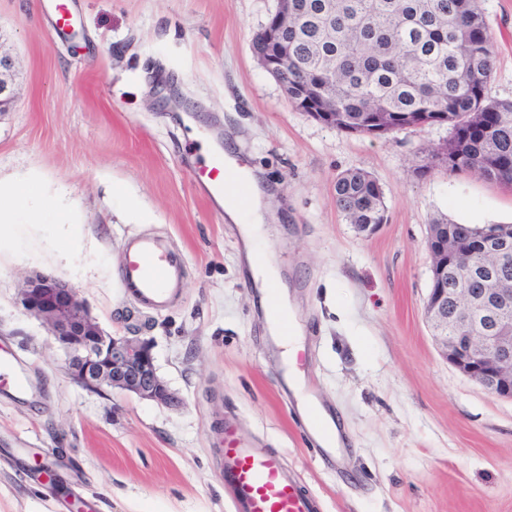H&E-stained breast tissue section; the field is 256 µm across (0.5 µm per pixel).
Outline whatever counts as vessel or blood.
<instances>
[{
  "instance_id": "1",
  "label": "vessel or blood",
  "mask_w": 512,
  "mask_h": 512,
  "mask_svg": "<svg viewBox=\"0 0 512 512\" xmlns=\"http://www.w3.org/2000/svg\"><path fill=\"white\" fill-rule=\"evenodd\" d=\"M199 173L211 194L223 195V161L211 160ZM181 268V257L157 239H132L121 269L123 293L146 308L164 310L180 290ZM16 363L15 355L0 346V389L23 396L31 385ZM219 457L224 486L233 494L236 512H314L312 499L277 455L251 447L230 431L224 436Z\"/></svg>"
}]
</instances>
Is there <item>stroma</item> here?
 <instances>
[{
    "instance_id": "stroma-1",
    "label": "stroma",
    "mask_w": 512,
    "mask_h": 512,
    "mask_svg": "<svg viewBox=\"0 0 512 512\" xmlns=\"http://www.w3.org/2000/svg\"><path fill=\"white\" fill-rule=\"evenodd\" d=\"M0 0L16 98L0 112V188L34 183L0 232V345L33 387L0 393V512H235L217 446L231 429L276 453L315 512H512V400L442 356L424 316L429 224H512V187L452 171L430 149L449 126L372 138L296 111L258 64L277 0ZM495 53L487 86L512 99V0H480ZM263 190L266 247L302 357L286 365L249 247L196 181L204 154ZM369 173L387 221L359 235L334 183ZM135 235L185 260L180 296H124ZM54 275L106 332L153 342L175 406L90 391L48 326L19 303ZM332 412L320 456L297 403Z\"/></svg>"
}]
</instances>
